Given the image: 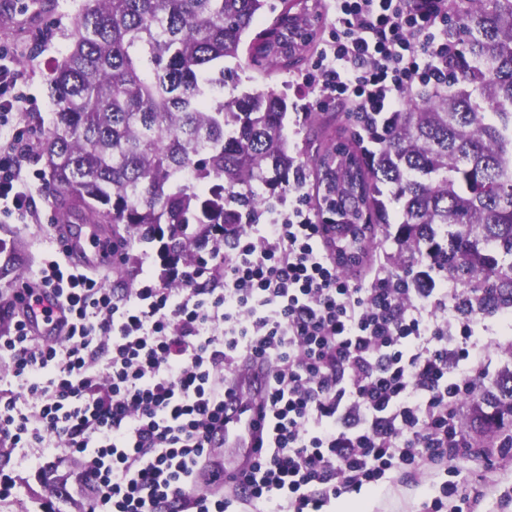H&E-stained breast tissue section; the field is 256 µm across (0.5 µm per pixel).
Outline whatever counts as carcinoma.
Returning <instances> with one entry per match:
<instances>
[{
	"mask_svg": "<svg viewBox=\"0 0 512 512\" xmlns=\"http://www.w3.org/2000/svg\"><path fill=\"white\" fill-rule=\"evenodd\" d=\"M292 6L257 33L250 63L304 60V20ZM271 0H81L64 33L67 53L47 79L53 116L37 158L48 169L63 224L76 214L112 225L120 245L160 243L167 266L201 262L231 242L271 198L305 178L286 132L284 95L238 91L239 50ZM460 46L448 89L416 94L380 132L367 164L366 202L385 223L381 196L401 205L394 242L425 245L427 270L465 287L473 307L512 308V0H468L448 23ZM236 61L235 66L227 62ZM230 97L224 98V88ZM473 411L512 428V373L479 389Z\"/></svg>",
	"mask_w": 512,
	"mask_h": 512,
	"instance_id": "1",
	"label": "carcinoma"
}]
</instances>
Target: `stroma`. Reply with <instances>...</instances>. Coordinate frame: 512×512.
Segmentation results:
<instances>
[{
  "label": "stroma",
  "instance_id": "35a3bbf8",
  "mask_svg": "<svg viewBox=\"0 0 512 512\" xmlns=\"http://www.w3.org/2000/svg\"><path fill=\"white\" fill-rule=\"evenodd\" d=\"M80 0H56L52 9H44L40 0H0V47L10 51L18 61L26 79L21 87L24 100L18 108L11 127L0 130V139L18 138L22 169L34 187V202L37 219L20 224L0 217V238L12 242V256L0 255V265L11 262L12 273L0 279V299L10 300L23 284L32 283L45 253L54 250V228L60 221L50 197L45 191L46 176L43 162L37 161L34 152L41 138L29 119L30 113L37 112L43 118H50L53 105L49 98L47 75L55 60L66 53L68 42L64 31L70 29ZM310 7L315 15L312 39L300 67L287 70L264 72L243 67L240 72L242 89L272 87L283 93L288 104L287 132L292 144L296 145L299 160L306 180L304 190L312 203H319L318 162L338 143L347 142L352 131L346 112L336 104L318 108L311 98L300 97L294 82L303 71L309 70L314 62L333 20L327 11L326 0H312ZM400 222V206L388 205L387 224L377 226L370 239L369 251L377 257L386 272H403L406 263L388 231ZM125 261L120 272L110 267H96V275L108 286L117 281L134 285L141 278H150L154 283L165 284L162 260L157 244H142L131 241L124 251ZM476 334L487 343L488 365L491 377H498L505 369H512V316L488 314L479 322ZM0 471L17 476L19 491L16 499L0 502V512H36L40 501L55 495L58 512H83L81 500L68 494H54L58 482L46 467L20 465L7 449L0 448ZM451 480L462 488L479 486L482 497L479 512H512V459L498 460L494 467H487L483 458L470 456L460 459L453 472L429 469L420 475L417 482L398 483L385 491L369 488L351 494L349 502L363 503L369 512H421L423 503L435 496L442 481Z\"/></svg>",
  "mask_w": 512,
  "mask_h": 512
}]
</instances>
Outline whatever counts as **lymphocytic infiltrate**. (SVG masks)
Masks as SVG:
<instances>
[{
  "label": "lymphocytic infiltrate",
  "mask_w": 512,
  "mask_h": 512,
  "mask_svg": "<svg viewBox=\"0 0 512 512\" xmlns=\"http://www.w3.org/2000/svg\"><path fill=\"white\" fill-rule=\"evenodd\" d=\"M455 4L331 0L334 22L299 92L386 117L417 88L446 87ZM22 79L0 50V128ZM15 153L0 144V215L26 221L33 192ZM366 274V288L343 274L298 188L268 223L241 225L233 247L176 271L172 288H109L51 255L0 332V447L75 460L88 512H329L362 487L483 455L461 425L488 376L482 311L458 288ZM48 294L69 314L53 342L27 316ZM246 356L270 366L263 450L234 485L186 496L224 421V373Z\"/></svg>",
  "instance_id": "f902f5d3"
}]
</instances>
